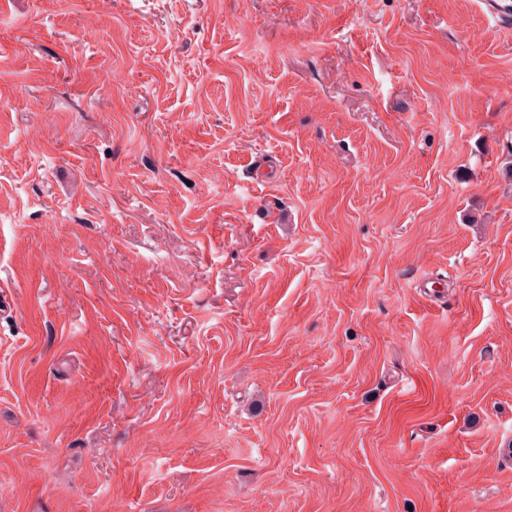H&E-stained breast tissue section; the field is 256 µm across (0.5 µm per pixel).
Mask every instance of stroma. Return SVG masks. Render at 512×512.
<instances>
[{"label": "stroma", "instance_id": "stroma-1", "mask_svg": "<svg viewBox=\"0 0 512 512\" xmlns=\"http://www.w3.org/2000/svg\"><path fill=\"white\" fill-rule=\"evenodd\" d=\"M0 512H512V9L0 0Z\"/></svg>", "mask_w": 512, "mask_h": 512}]
</instances>
